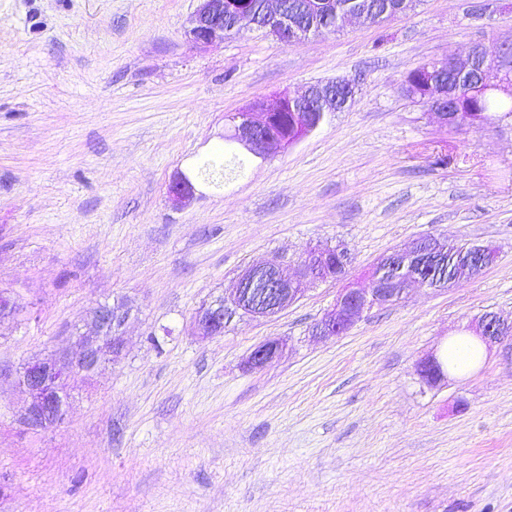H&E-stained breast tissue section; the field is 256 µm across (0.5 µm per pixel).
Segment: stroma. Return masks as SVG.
Segmentation results:
<instances>
[{"label":"stroma","instance_id":"35a3bbf8","mask_svg":"<svg viewBox=\"0 0 512 512\" xmlns=\"http://www.w3.org/2000/svg\"><path fill=\"white\" fill-rule=\"evenodd\" d=\"M418 0L377 26L196 49L195 0H0V512H512V337L426 385L417 362L487 312L512 322V120L441 125L402 96L416 67L512 38V0ZM349 80L341 112L218 184L196 178L232 114ZM196 191L175 203L177 172ZM436 236L499 257L411 287L343 334L314 327L384 255ZM344 243L353 262L287 309L197 336L247 265ZM131 310L124 355L20 422L27 360ZM284 353L260 368L268 340ZM283 345L278 341H267L257 346L249 356L248 364L252 368L260 367L281 355Z\"/></svg>","mask_w":512,"mask_h":512}]
</instances>
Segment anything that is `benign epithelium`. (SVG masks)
<instances>
[{
    "label": "benign epithelium",
    "instance_id": "7a95c632",
    "mask_svg": "<svg viewBox=\"0 0 512 512\" xmlns=\"http://www.w3.org/2000/svg\"><path fill=\"white\" fill-rule=\"evenodd\" d=\"M317 0H301L293 9H288L285 0H262L260 10H255L250 0H197V7L188 17L185 36L194 47L202 49L216 41L236 35L241 23L249 21L266 36L282 44H290L309 34L319 35L329 31L349 18L368 16L361 4L349 6L339 14L331 16L329 23L321 25L314 20ZM483 45L474 46L467 58L449 57L433 65L427 73L424 99L430 112L445 125L473 123V116L458 111L456 96L444 82L442 73L449 63L455 71H473L477 66L497 67L505 72L512 66V42H500V51L483 54ZM352 84L346 80L318 83L309 86L297 96L287 93L275 102H254L247 110L233 118L234 138L238 145L263 160L287 150L315 127L296 125L295 130L285 136L275 135L269 125L275 112H316L324 116L335 110L339 93L349 92ZM169 192L172 200L181 202L195 192V185L186 173H179L171 182ZM445 249L444 240L437 237L418 239L410 246L384 256L376 267L389 269L399 258H410L424 266L432 253ZM329 256L324 251L310 247L295 262L273 256L259 265L247 266L240 271L224 296L199 307L195 313L197 335L208 338L224 333V329L236 317L266 318L274 316L299 300L308 284L336 279L329 268ZM261 274L272 276L274 288L270 297L247 301L249 288ZM369 288H345L315 327V334L329 337L349 330L373 308L384 306L393 291L391 283L369 276ZM96 327L93 335L80 334L71 347L23 364L19 371V383L28 400L24 410V423L31 429H45L60 423L67 411L66 390L68 380L74 373L94 376L103 363L119 360L124 344V326L130 312L121 306L100 305L91 312ZM509 328L508 322L496 314L478 318L467 331L486 346L500 341L498 332ZM283 345L275 340L257 346L249 356L252 368L260 367L281 355ZM419 374L428 382L436 384L444 377L445 369L436 356H429L417 365Z\"/></svg>",
    "mask_w": 512,
    "mask_h": 512
}]
</instances>
